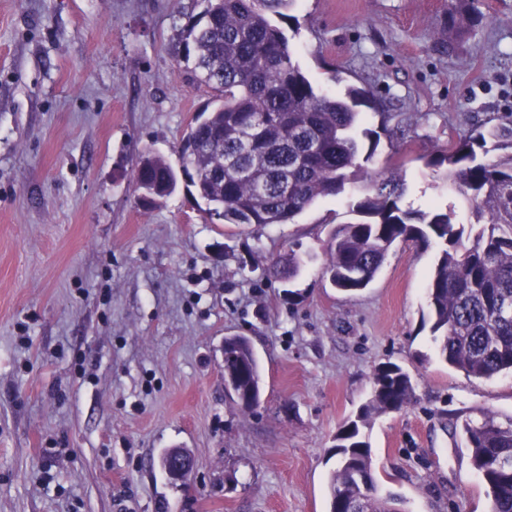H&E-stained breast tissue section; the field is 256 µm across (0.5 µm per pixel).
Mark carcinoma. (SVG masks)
Returning <instances> with one entry per match:
<instances>
[{
  "mask_svg": "<svg viewBox=\"0 0 512 512\" xmlns=\"http://www.w3.org/2000/svg\"><path fill=\"white\" fill-rule=\"evenodd\" d=\"M176 34L174 53L188 79L214 92L179 147L187 186L209 220L226 224H287L315 201L338 199L365 174L377 140L360 130L358 107L370 91L349 87L336 95L303 72L284 29L296 0H201ZM475 0H448L460 28L481 21ZM426 166L445 169L469 222H455L456 205L428 211L404 204L405 184L393 167L372 178L370 190L352 205L355 220L338 224L326 244L325 273L346 296L374 280L394 245L412 239L437 242L440 254L428 284L431 332L440 359L475 378L512 372V118L448 133L426 155ZM175 168L147 152L133 176L143 204L173 194ZM304 260L289 254L269 271L294 279ZM224 365L235 374L228 392L244 410L258 406L261 370L249 337L224 338ZM372 391L353 418L336 431L327 477L328 512H401L398 498L379 493L376 481L355 479L369 468L365 430L415 397L410 375L395 363L377 367ZM472 463L488 487L490 512H512V421L487 412L481 423H464Z\"/></svg>",
  "mask_w": 512,
  "mask_h": 512,
  "instance_id": "1",
  "label": "carcinoma"
}]
</instances>
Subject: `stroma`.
Wrapping results in <instances>:
<instances>
[{
	"label": "stroma",
	"instance_id": "obj_1",
	"mask_svg": "<svg viewBox=\"0 0 512 512\" xmlns=\"http://www.w3.org/2000/svg\"><path fill=\"white\" fill-rule=\"evenodd\" d=\"M199 0H0V512H327L339 424L385 363L416 398L368 431L372 473L405 512H488L462 425L512 420V374L442 362L428 320L437 245L398 243L347 298L323 272L346 204L290 224H215L186 188L144 207L131 177L176 148L213 96L172 51ZM457 31L448 0H296L310 80L370 91V171L401 160L405 201H453L424 157L512 115V0ZM341 83H334L333 74ZM306 263L286 284L265 268ZM250 337L258 408L224 390V339ZM196 459L191 485L162 453Z\"/></svg>",
	"mask_w": 512,
	"mask_h": 512
}]
</instances>
